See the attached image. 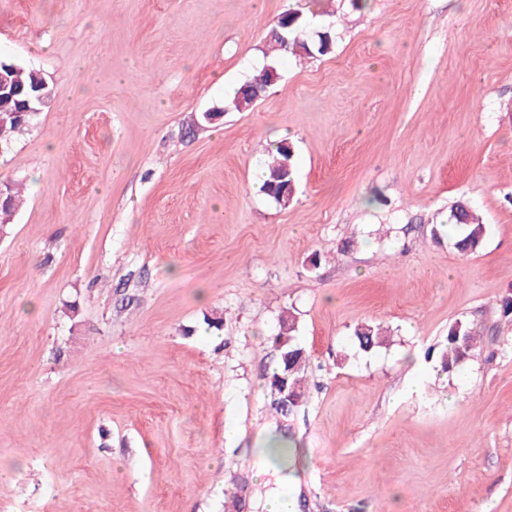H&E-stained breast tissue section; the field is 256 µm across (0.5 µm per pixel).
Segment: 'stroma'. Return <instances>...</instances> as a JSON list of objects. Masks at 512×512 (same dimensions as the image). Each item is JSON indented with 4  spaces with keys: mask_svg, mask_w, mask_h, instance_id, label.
I'll return each mask as SVG.
<instances>
[{
    "mask_svg": "<svg viewBox=\"0 0 512 512\" xmlns=\"http://www.w3.org/2000/svg\"><path fill=\"white\" fill-rule=\"evenodd\" d=\"M291 8L330 53L269 60ZM0 59L52 89L0 151V512H263L283 438L296 512H512V0H0ZM282 141L285 207L252 183ZM460 199L467 255L431 237ZM276 77L273 66L267 65L240 88L236 84H225L224 96L230 99L236 94L233 99L228 100V105L237 110L249 107L253 103V93H259L261 96L274 84ZM447 222L453 224L457 230L455 247L459 252H473L482 243L484 225L468 203L456 202L449 210ZM477 344L476 326L456 322L448 329L445 350L441 354V368L450 372L470 357ZM354 338L363 351H370L373 348L381 347L386 342L379 326L362 325L357 328L354 333ZM288 355V360L284 359V355ZM305 356L304 350L299 344L292 340L287 345L283 346L280 351V365L268 378V396L270 399L271 407L283 416L290 415L295 407L299 406L300 400L294 396H286V404L292 402L295 406L285 408L282 404L280 394V377L286 376L288 378V387L292 389L298 396L303 397L302 379L304 376ZM279 376V377H278ZM276 379V380H274ZM297 405V406H296Z\"/></svg>",
    "mask_w": 512,
    "mask_h": 512,
    "instance_id": "obj_1",
    "label": "stroma"
}]
</instances>
